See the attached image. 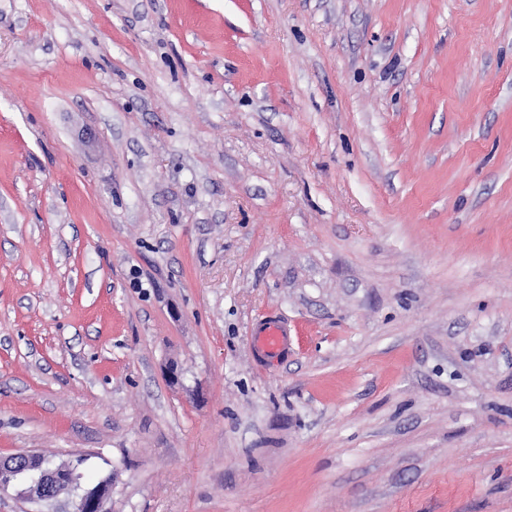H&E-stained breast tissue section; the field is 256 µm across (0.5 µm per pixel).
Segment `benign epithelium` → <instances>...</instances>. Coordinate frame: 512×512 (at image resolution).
I'll return each mask as SVG.
<instances>
[{
  "instance_id": "obj_1",
  "label": "benign epithelium",
  "mask_w": 512,
  "mask_h": 512,
  "mask_svg": "<svg viewBox=\"0 0 512 512\" xmlns=\"http://www.w3.org/2000/svg\"><path fill=\"white\" fill-rule=\"evenodd\" d=\"M22 475L29 480L26 496L32 502L54 503L64 493H75L73 465L66 462L39 460V455L27 452L0 459V487ZM112 499V489L99 488L76 493L70 512H112L107 504Z\"/></svg>"
}]
</instances>
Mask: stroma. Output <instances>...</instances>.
Instances as JSON below:
<instances>
[{
	"label": "stroma",
	"mask_w": 512,
	"mask_h": 512,
	"mask_svg": "<svg viewBox=\"0 0 512 512\" xmlns=\"http://www.w3.org/2000/svg\"><path fill=\"white\" fill-rule=\"evenodd\" d=\"M22 451L112 512H512V0H0ZM250 346L254 354L265 362H279L288 353V326L278 317H264L252 331Z\"/></svg>",
	"instance_id": "obj_1"
}]
</instances>
